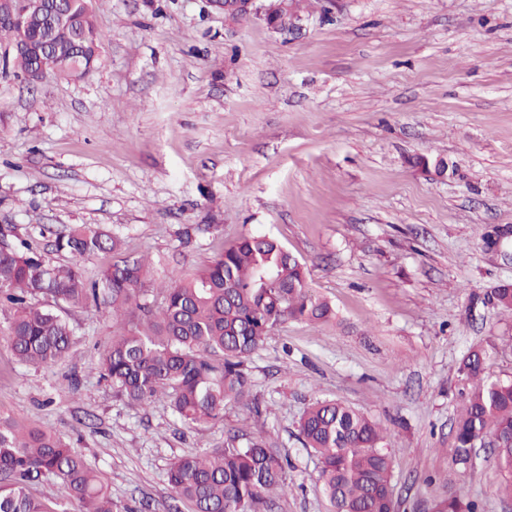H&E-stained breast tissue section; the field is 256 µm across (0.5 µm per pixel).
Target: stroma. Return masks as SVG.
<instances>
[{
    "label": "stroma",
    "mask_w": 512,
    "mask_h": 512,
    "mask_svg": "<svg viewBox=\"0 0 512 512\" xmlns=\"http://www.w3.org/2000/svg\"><path fill=\"white\" fill-rule=\"evenodd\" d=\"M106 39L77 78L0 74V226L54 262L40 226L87 224L149 256L152 276L206 265L245 235L304 263L329 324L274 329L249 396L199 427L164 401L116 398L98 373L112 319L67 309L70 351L19 364L0 318V408L62 436L120 512H191L170 463L264 434L288 460L274 512H331L298 421L319 399L386 428L395 512L449 491L512 512L489 449L452 460L462 356L512 378V315L471 305L512 265L481 248L512 225V0H301L300 31L209 0H90ZM453 174L425 175L416 157Z\"/></svg>",
    "instance_id": "obj_1"
}]
</instances>
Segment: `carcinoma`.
I'll use <instances>...</instances> for the list:
<instances>
[{
    "instance_id": "obj_1",
    "label": "carcinoma",
    "mask_w": 512,
    "mask_h": 512,
    "mask_svg": "<svg viewBox=\"0 0 512 512\" xmlns=\"http://www.w3.org/2000/svg\"><path fill=\"white\" fill-rule=\"evenodd\" d=\"M60 7L48 0L26 20L12 21L21 0H0V68L27 74L38 64V48L52 39L57 75L89 71L103 34L79 0L71 2L70 30L51 32ZM31 47L13 52L10 47ZM53 236L55 251L72 262L55 264L25 252L0 227V313L7 316L6 340L17 362L48 367L70 348L73 332L57 308L104 309L112 316L110 343L100 354V378L131 403L163 398L185 425L200 426L224 414V402L249 396L247 362L269 333L289 320L326 323L332 306L308 287L304 264L277 241L243 236L201 268L173 269L150 287V261L122 250L121 241L97 227L77 224L40 233ZM112 253L96 278L86 277L80 260ZM512 314V282L480 298ZM487 353L469 350L458 374L466 384V406L455 423L454 461L472 465L470 449L494 445L506 493L512 495V379L486 374ZM304 447L321 462L320 479L332 512H391L392 457L380 447L383 431L367 414L335 400H321L300 417ZM288 461L258 437L243 446L205 448L175 459L167 480L192 512H273L287 490ZM58 481L78 512H114L103 475L61 437L25 426L0 409V512H67L52 499L32 494ZM438 512H479L474 500L448 493Z\"/></svg>"
}]
</instances>
